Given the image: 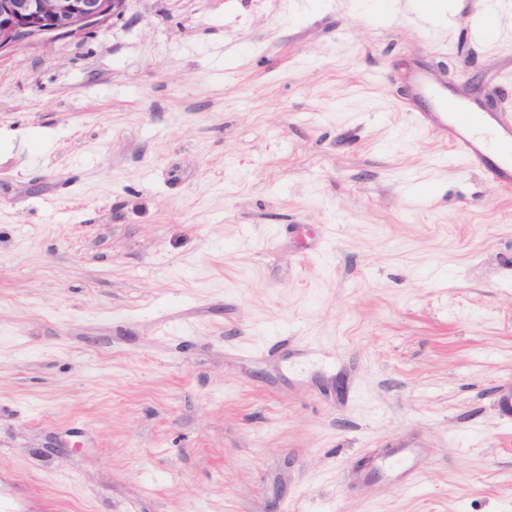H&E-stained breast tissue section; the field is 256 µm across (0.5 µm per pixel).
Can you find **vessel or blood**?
<instances>
[{
	"label": "vessel or blood",
	"mask_w": 512,
	"mask_h": 512,
	"mask_svg": "<svg viewBox=\"0 0 512 512\" xmlns=\"http://www.w3.org/2000/svg\"><path fill=\"white\" fill-rule=\"evenodd\" d=\"M426 127L447 141L454 152L473 165L490 170L512 184V120L495 112H456L440 109L427 113Z\"/></svg>",
	"instance_id": "b4317fda"
}]
</instances>
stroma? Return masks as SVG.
<instances>
[{
  "instance_id": "35a3bbf8",
  "label": "stroma",
  "mask_w": 512,
  "mask_h": 512,
  "mask_svg": "<svg viewBox=\"0 0 512 512\" xmlns=\"http://www.w3.org/2000/svg\"><path fill=\"white\" fill-rule=\"evenodd\" d=\"M127 0L0 53V481L31 512H512V0ZM425 126L447 141L455 153L474 166L485 167L505 184H512V116L501 113L427 112Z\"/></svg>"
}]
</instances>
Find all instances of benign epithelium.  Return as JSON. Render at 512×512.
I'll list each match as a JSON object with an SVG mask.
<instances>
[{"label": "benign epithelium", "instance_id": "obj_1", "mask_svg": "<svg viewBox=\"0 0 512 512\" xmlns=\"http://www.w3.org/2000/svg\"><path fill=\"white\" fill-rule=\"evenodd\" d=\"M126 0H0V53L76 36L120 15Z\"/></svg>", "mask_w": 512, "mask_h": 512}]
</instances>
